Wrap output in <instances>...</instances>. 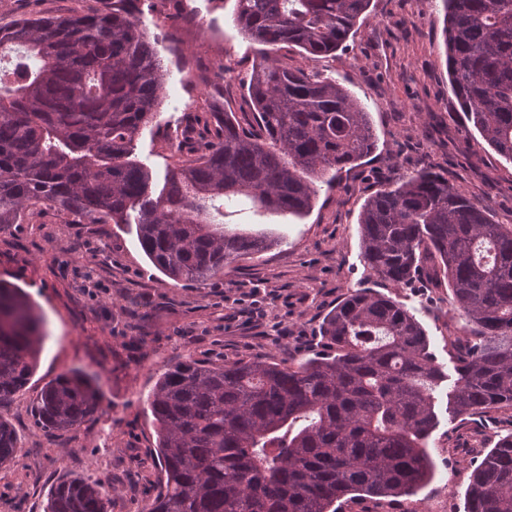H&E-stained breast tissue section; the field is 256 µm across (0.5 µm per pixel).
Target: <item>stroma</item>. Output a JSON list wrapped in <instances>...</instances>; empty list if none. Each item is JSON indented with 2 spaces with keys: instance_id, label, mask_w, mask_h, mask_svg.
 Wrapping results in <instances>:
<instances>
[{
  "instance_id": "obj_1",
  "label": "stroma",
  "mask_w": 512,
  "mask_h": 512,
  "mask_svg": "<svg viewBox=\"0 0 512 512\" xmlns=\"http://www.w3.org/2000/svg\"><path fill=\"white\" fill-rule=\"evenodd\" d=\"M235 0H195L191 24L171 28L160 12L142 26L167 70L159 115L135 142L134 157L162 187L179 158L168 143L203 108L249 111L241 78L262 50L234 25ZM112 0H5L0 18L97 12ZM441 0H372L364 19L336 53L308 59L282 50L290 68L336 79L368 112L377 143L334 187L319 185L302 217H230L232 226L267 230L278 245L235 264L196 288L174 284L149 262L135 228L65 224L53 212L33 224L0 229V280L16 283L36 304L45 339L37 370L0 418L15 428L20 451L0 469V512H44L50 489L78 477L100 485L110 512H140L161 488L157 437L144 400L167 364L294 362L329 351L323 316L350 291L369 288L402 304L421 322L445 380L436 393L438 423L430 439L434 478L410 496L380 502L337 501L338 512H423L447 498L465 512L474 467L501 436L512 433V407L475 417L448 409L457 378L448 336L463 324L447 284L397 288L371 273L361 257L359 217L365 201L429 169L474 197L497 222L512 221V161L496 153L468 123L448 83ZM79 369L95 375L99 410L68 434L37 426L32 408L43 387Z\"/></svg>"
}]
</instances>
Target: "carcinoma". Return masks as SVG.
Returning a JSON list of instances; mask_svg holds the SVG:
<instances>
[{
    "label": "carcinoma",
    "mask_w": 512,
    "mask_h": 512,
    "mask_svg": "<svg viewBox=\"0 0 512 512\" xmlns=\"http://www.w3.org/2000/svg\"><path fill=\"white\" fill-rule=\"evenodd\" d=\"M22 16L0 22V229L43 210L85 224H135L151 264L203 286L277 240L232 228L237 202L302 216L336 173L369 156V113L336 80L291 69L276 52H336L371 0H236L234 24L275 49L253 67L247 98L257 128L210 112L187 128L159 192L131 159L166 70L136 12ZM450 86L467 121L512 161V0H442ZM362 256L401 288L445 280L464 313L453 413L512 406V224L490 219L448 178L423 172L369 197ZM336 346L299 362L205 363L166 369L147 397L163 471L141 512H331L347 497L409 496L431 481L429 440L445 375L417 318L366 290L322 319ZM44 339L22 289L0 280V404L33 375ZM92 376L74 370L41 391L35 422L70 432L99 407ZM20 450L0 419V468ZM467 512H512V435L474 468ZM47 512H107L96 483L69 480Z\"/></svg>",
    "instance_id": "1"
}]
</instances>
